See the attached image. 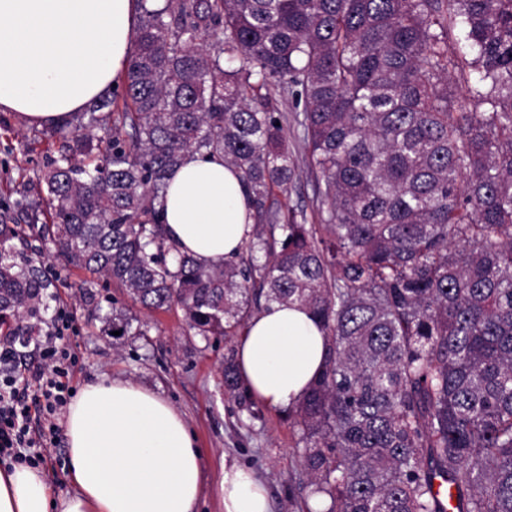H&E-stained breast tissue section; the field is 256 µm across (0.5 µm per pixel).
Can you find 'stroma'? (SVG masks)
Listing matches in <instances>:
<instances>
[{"label":"stroma","mask_w":512,"mask_h":512,"mask_svg":"<svg viewBox=\"0 0 512 512\" xmlns=\"http://www.w3.org/2000/svg\"><path fill=\"white\" fill-rule=\"evenodd\" d=\"M29 128L20 116L0 112V219L21 226L15 260L38 266L50 288L37 314L9 321L0 340H12L23 366H40L38 346L54 324L56 309L67 306L76 326L67 340L76 356L72 391L103 377L125 380L154 391L184 414L202 453L203 492L195 512H221L219 480L227 461L248 466L265 480L272 512H307L299 433L287 411L266 408L255 418L249 412L251 398L225 396L221 368L228 343L189 331L177 308L132 307L142 333L118 340L102 334L100 322L90 319L93 306L107 311L128 298L111 281L69 266L41 224L29 223L14 208L16 198L31 194L37 171L60 146L59 138L34 137Z\"/></svg>","instance_id":"35a3bbf8"}]
</instances>
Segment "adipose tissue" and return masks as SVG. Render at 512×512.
<instances>
[{
    "instance_id": "obj_1",
    "label": "adipose tissue",
    "mask_w": 512,
    "mask_h": 512,
    "mask_svg": "<svg viewBox=\"0 0 512 512\" xmlns=\"http://www.w3.org/2000/svg\"><path fill=\"white\" fill-rule=\"evenodd\" d=\"M138 0H0V112L53 125L83 111L128 67ZM238 173L220 154L188 155L160 209L166 242L204 266L223 265L252 230ZM327 338L300 304H271L236 346L239 381L257 402L294 407L321 374ZM72 489L53 495L42 469L0 468V512H193L201 450L183 416L121 380L84 386L69 406ZM224 512H270L266 482L226 465Z\"/></svg>"
}]
</instances>
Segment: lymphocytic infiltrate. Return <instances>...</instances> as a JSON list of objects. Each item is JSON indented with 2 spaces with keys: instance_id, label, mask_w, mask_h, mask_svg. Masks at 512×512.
<instances>
[{
  "instance_id": "obj_1",
  "label": "lymphocytic infiltrate",
  "mask_w": 512,
  "mask_h": 512,
  "mask_svg": "<svg viewBox=\"0 0 512 512\" xmlns=\"http://www.w3.org/2000/svg\"><path fill=\"white\" fill-rule=\"evenodd\" d=\"M61 325L46 336L39 349L41 366H12V349L0 350V455L31 466L43 465V450L58 431L57 419L69 398L72 355L56 342L70 328L72 317L60 313Z\"/></svg>"
}]
</instances>
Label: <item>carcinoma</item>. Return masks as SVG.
I'll return each mask as SVG.
<instances>
[{"label":"carcinoma","instance_id":"carcinoma-1","mask_svg":"<svg viewBox=\"0 0 512 512\" xmlns=\"http://www.w3.org/2000/svg\"><path fill=\"white\" fill-rule=\"evenodd\" d=\"M459 86L478 111H453ZM45 134L46 208L15 206L51 216L71 266L206 339L272 302L319 320L329 353L293 413L325 512H445L436 479L458 512H512V0H140L121 93ZM216 153L254 224L206 267L156 204L185 155ZM305 172L318 224L281 202ZM16 235L0 224V325L49 288ZM91 318L141 334L123 307ZM223 377L240 395L232 351Z\"/></svg>","mask_w":512,"mask_h":512}]
</instances>
